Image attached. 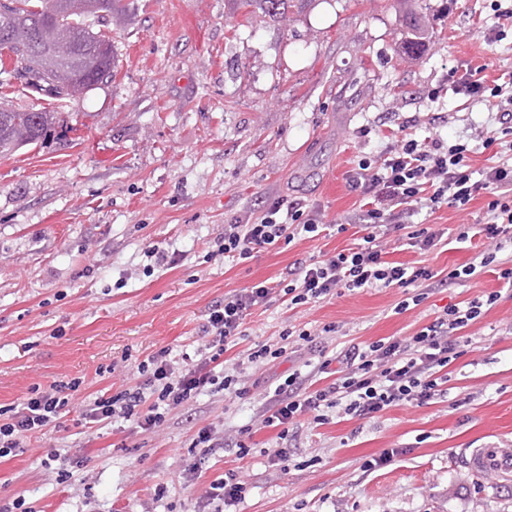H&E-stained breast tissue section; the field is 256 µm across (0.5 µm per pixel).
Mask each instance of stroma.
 <instances>
[{
	"label": "stroma",
	"mask_w": 512,
	"mask_h": 512,
	"mask_svg": "<svg viewBox=\"0 0 512 512\" xmlns=\"http://www.w3.org/2000/svg\"><path fill=\"white\" fill-rule=\"evenodd\" d=\"M433 27L419 55L402 54L408 0H310L283 22L246 19L228 0H122L126 19L105 27L111 83L77 102L0 85V104L61 113L42 144L0 155V406L32 388L80 379L69 412L46 435L0 462V499L30 512H205V491L225 473L249 493L233 512H512V473L474 472L477 448H512V291L482 272L431 290L396 313L399 288H367L295 309L274 295L248 315L235 353L274 344L286 326L329 327L328 347L404 337L444 307L502 290L465 331L436 403L404 404L370 419L303 417L287 440L258 424L256 400L204 395L157 431L85 427L79 405L104 388L137 384L153 352L194 353L211 305L226 293L285 279L352 235L300 238L237 263L218 255L224 226L252 220L276 199L339 222L359 207L345 179L382 151L398 128L468 149V163H497L484 140L498 128V100L460 93L451 68L512 78V30L495 35L491 0H424ZM484 199L442 206L429 221L444 244L428 251L392 239L389 258L446 274L480 239ZM178 255L147 272V251ZM251 430L254 453L212 455L190 468L198 428ZM287 447L288 469L267 454ZM394 448L386 467L364 463ZM84 456L57 483L49 451ZM169 496L155 501L156 485Z\"/></svg>",
	"instance_id": "1"
}]
</instances>
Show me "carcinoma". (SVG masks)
Instances as JSON below:
<instances>
[{
    "label": "carcinoma",
    "instance_id": "1",
    "mask_svg": "<svg viewBox=\"0 0 512 512\" xmlns=\"http://www.w3.org/2000/svg\"><path fill=\"white\" fill-rule=\"evenodd\" d=\"M236 4L275 19L302 12L311 0H235ZM121 0H0V26L9 29L11 54H0V74L23 68L43 73L46 57L39 47L53 49L63 64L60 74L48 76L38 94L56 100H79L88 92L108 84L114 63L91 59L97 46L111 41L96 30L121 19ZM406 26L412 38L404 50L419 53L426 46L427 29L422 16L410 14ZM59 112H18L0 107V153L37 145L55 125Z\"/></svg>",
    "mask_w": 512,
    "mask_h": 512
}]
</instances>
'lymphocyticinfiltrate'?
I'll return each instance as SVG.
<instances>
[{"label":"lymphocytic infiltrate","instance_id":"1","mask_svg":"<svg viewBox=\"0 0 512 512\" xmlns=\"http://www.w3.org/2000/svg\"><path fill=\"white\" fill-rule=\"evenodd\" d=\"M347 184L359 196L363 209L338 224V232L356 225L358 238L333 255L313 262H296L284 287L259 282L225 295L213 306L202 330L206 338L195 357L178 361L171 349L162 348L141 361L136 386L105 391L90 399L83 416L94 427L124 428L131 425L151 431L164 424L172 411L188 409L198 398L222 393L232 399H253L244 368H260L286 353L316 354L336 362L335 378L317 383L315 372L294 371L273 392L265 394L263 423L288 427L305 415L325 424L328 411L341 418H367L406 403L431 405L444 396L446 371L458 358L457 339L491 309L501 294L491 291L443 309L435 319L405 338L390 337L371 343H352L328 351L318 334L286 327L279 334L282 347L263 344L226 363L224 355L237 346L242 325L250 311L267 308L276 290H283L289 308L317 303L337 294L364 288L416 287L411 299L402 300L397 312L408 311L431 288H446L480 272L497 275L512 285V163L502 161L475 171L467 163L462 145H446L443 139L399 135L377 159H361L349 171ZM486 196L487 220L461 232L460 240L478 235L483 250L462 267L438 276L426 266H405L386 260L392 234L404 232L410 247L427 251L442 234L428 224L409 225L421 209L445 205L461 207ZM323 220L315 210L285 200L272 202L257 221L224 227L225 258L244 262L255 253L278 244H291L296 236L317 233ZM79 380L32 389L14 406L0 408V459L15 456L25 440L39 437L65 413L69 395L78 391Z\"/></svg>","mask_w":512,"mask_h":512}]
</instances>
